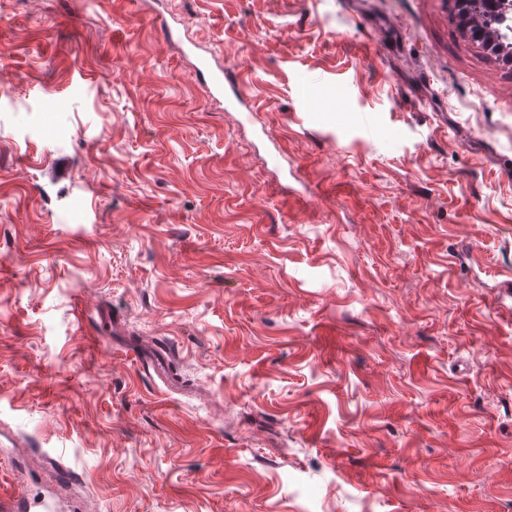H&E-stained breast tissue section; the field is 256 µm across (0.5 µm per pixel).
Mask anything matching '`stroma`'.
<instances>
[{"label":"stroma","instance_id":"stroma-1","mask_svg":"<svg viewBox=\"0 0 512 512\" xmlns=\"http://www.w3.org/2000/svg\"><path fill=\"white\" fill-rule=\"evenodd\" d=\"M453 5L0 0V482L512 512V67ZM200 76L204 79V81H209L214 88V90L218 93L224 94V78L225 82L228 85L230 92L242 102L245 103V100L241 97L239 92V80L236 75L231 76L225 73L224 69L219 71H214L210 68L208 62L206 60H202L198 67Z\"/></svg>","mask_w":512,"mask_h":512}]
</instances>
